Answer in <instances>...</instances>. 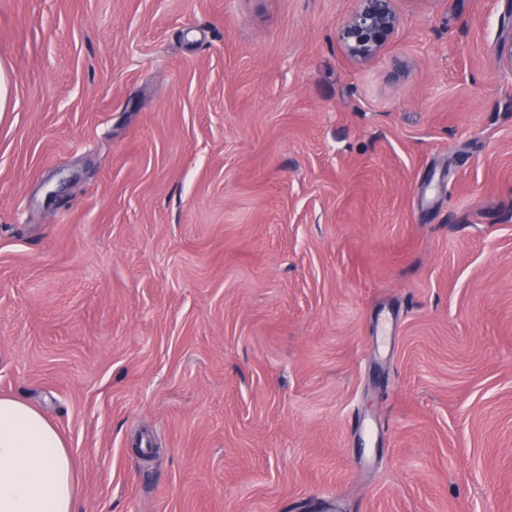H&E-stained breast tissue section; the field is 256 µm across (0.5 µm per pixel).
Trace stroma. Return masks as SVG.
I'll list each match as a JSON object with an SVG mask.
<instances>
[{
  "label": "stroma",
  "mask_w": 512,
  "mask_h": 512,
  "mask_svg": "<svg viewBox=\"0 0 512 512\" xmlns=\"http://www.w3.org/2000/svg\"><path fill=\"white\" fill-rule=\"evenodd\" d=\"M353 7L0 0V395L78 512H512V0ZM353 11L337 30L343 53L353 62L367 64L385 49L399 25L394 0H355Z\"/></svg>",
  "instance_id": "stroma-1"
}]
</instances>
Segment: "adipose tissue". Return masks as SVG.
I'll return each mask as SVG.
<instances>
[{
    "instance_id": "1",
    "label": "adipose tissue",
    "mask_w": 512,
    "mask_h": 512,
    "mask_svg": "<svg viewBox=\"0 0 512 512\" xmlns=\"http://www.w3.org/2000/svg\"><path fill=\"white\" fill-rule=\"evenodd\" d=\"M72 456L25 399L0 396V512H75Z\"/></svg>"
}]
</instances>
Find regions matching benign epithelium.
I'll list each match as a JSON object with an SVG mask.
<instances>
[{
    "instance_id": "obj_1",
    "label": "benign epithelium",
    "mask_w": 512,
    "mask_h": 512,
    "mask_svg": "<svg viewBox=\"0 0 512 512\" xmlns=\"http://www.w3.org/2000/svg\"><path fill=\"white\" fill-rule=\"evenodd\" d=\"M353 11L337 30L343 53L353 62L367 64L385 49L399 25L394 0H355Z\"/></svg>"
}]
</instances>
